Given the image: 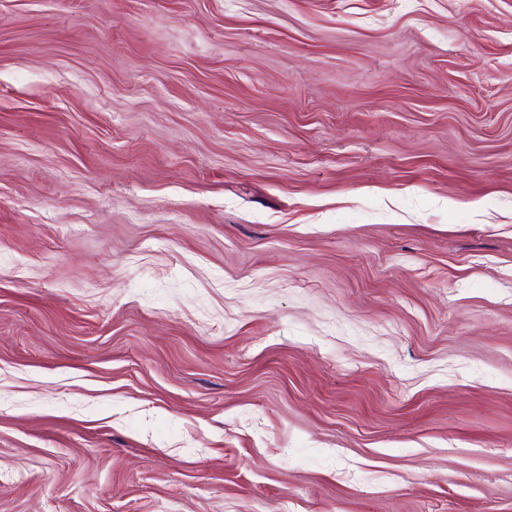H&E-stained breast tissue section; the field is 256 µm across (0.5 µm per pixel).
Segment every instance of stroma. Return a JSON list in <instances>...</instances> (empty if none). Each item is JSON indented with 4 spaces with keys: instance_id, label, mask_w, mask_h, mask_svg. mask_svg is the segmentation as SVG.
I'll return each instance as SVG.
<instances>
[{
    "instance_id": "obj_1",
    "label": "stroma",
    "mask_w": 512,
    "mask_h": 512,
    "mask_svg": "<svg viewBox=\"0 0 512 512\" xmlns=\"http://www.w3.org/2000/svg\"><path fill=\"white\" fill-rule=\"evenodd\" d=\"M0 512H512V0H0Z\"/></svg>"
}]
</instances>
